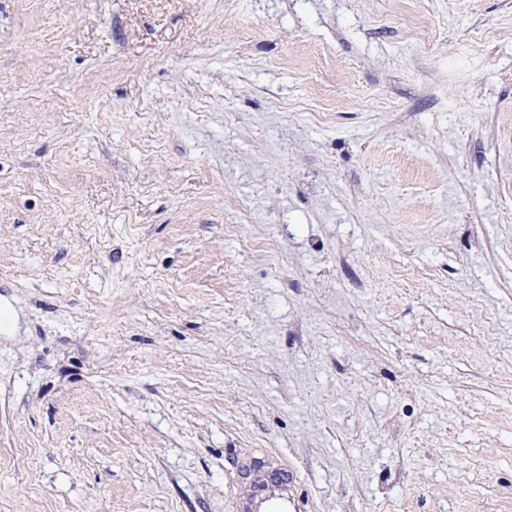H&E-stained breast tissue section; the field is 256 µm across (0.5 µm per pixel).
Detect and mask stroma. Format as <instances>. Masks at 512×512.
Instances as JSON below:
<instances>
[{
  "mask_svg": "<svg viewBox=\"0 0 512 512\" xmlns=\"http://www.w3.org/2000/svg\"><path fill=\"white\" fill-rule=\"evenodd\" d=\"M512 512V0H0V512ZM237 474L248 485L241 512H308L297 473L261 456L241 457Z\"/></svg>",
  "mask_w": 512,
  "mask_h": 512,
  "instance_id": "35a3bbf8",
  "label": "stroma"
}]
</instances>
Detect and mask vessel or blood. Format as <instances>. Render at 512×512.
Masks as SVG:
<instances>
[{"label": "vessel or blood", "instance_id": "obj_1", "mask_svg": "<svg viewBox=\"0 0 512 512\" xmlns=\"http://www.w3.org/2000/svg\"><path fill=\"white\" fill-rule=\"evenodd\" d=\"M237 473L249 486L240 502L241 512H309V500L293 469L247 456L238 460Z\"/></svg>", "mask_w": 512, "mask_h": 512}]
</instances>
